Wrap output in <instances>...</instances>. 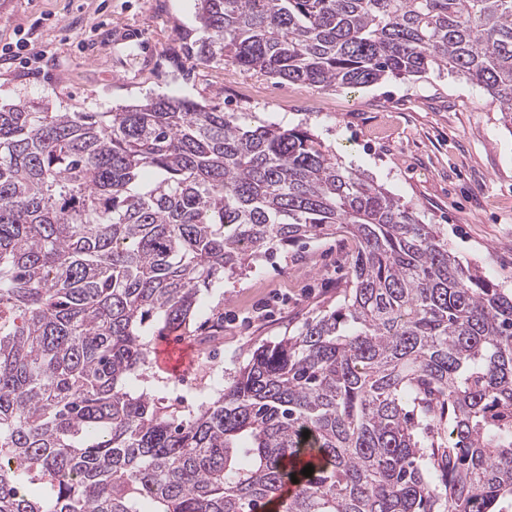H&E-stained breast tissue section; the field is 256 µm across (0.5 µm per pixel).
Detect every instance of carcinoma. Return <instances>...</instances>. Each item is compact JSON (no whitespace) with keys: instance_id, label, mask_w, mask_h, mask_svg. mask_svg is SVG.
Segmentation results:
<instances>
[{"instance_id":"carcinoma-1","label":"carcinoma","mask_w":512,"mask_h":512,"mask_svg":"<svg viewBox=\"0 0 512 512\" xmlns=\"http://www.w3.org/2000/svg\"><path fill=\"white\" fill-rule=\"evenodd\" d=\"M201 61L319 88L448 71L512 121V0H197ZM358 243L343 303L194 415L149 337L275 245ZM309 437H303V432ZM307 465L314 472L307 477ZM296 477L295 492L281 495ZM512 294L304 128L155 97L0 108V512H504Z\"/></svg>"}]
</instances>
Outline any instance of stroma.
<instances>
[{
    "label": "stroma",
    "mask_w": 512,
    "mask_h": 512,
    "mask_svg": "<svg viewBox=\"0 0 512 512\" xmlns=\"http://www.w3.org/2000/svg\"><path fill=\"white\" fill-rule=\"evenodd\" d=\"M21 35L43 55L32 71L0 59V106L108 112L186 96L251 125L307 128L438 225L460 262L512 291V129L483 87L443 73L319 89L201 62L185 51L204 35L195 0H0V45ZM351 258L350 239L328 234L275 247L202 291L197 336L175 338L190 351L185 366L154 360L147 391L190 410L210 402L255 348L336 309ZM219 324L223 335L200 343Z\"/></svg>",
    "instance_id": "stroma-1"
}]
</instances>
